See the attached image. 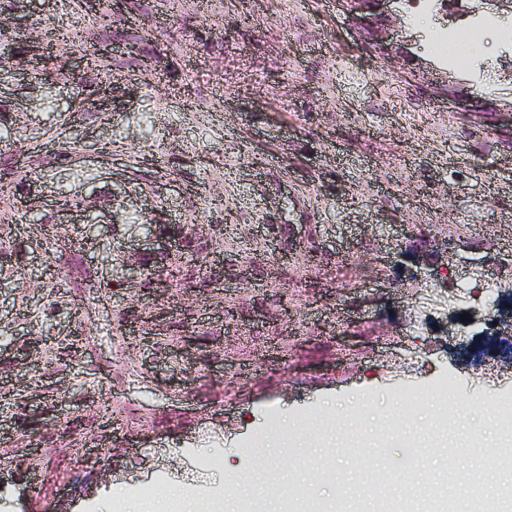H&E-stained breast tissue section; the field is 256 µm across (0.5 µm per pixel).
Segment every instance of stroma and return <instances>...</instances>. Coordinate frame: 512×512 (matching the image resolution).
<instances>
[{"mask_svg": "<svg viewBox=\"0 0 512 512\" xmlns=\"http://www.w3.org/2000/svg\"><path fill=\"white\" fill-rule=\"evenodd\" d=\"M378 11L0 0V512H381L512 450V369L448 332L494 295L438 231L512 253V0Z\"/></svg>", "mask_w": 512, "mask_h": 512, "instance_id": "obj_1", "label": "stroma"}]
</instances>
